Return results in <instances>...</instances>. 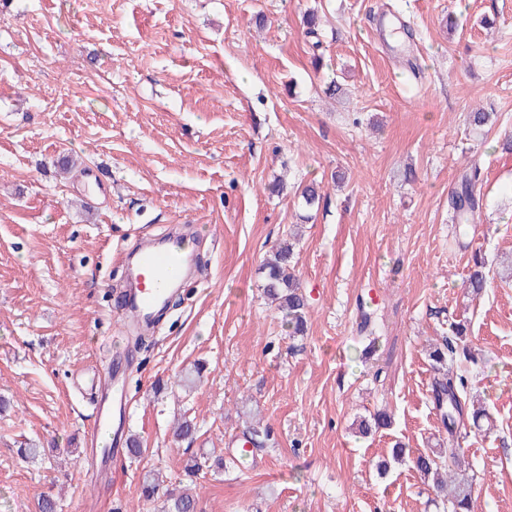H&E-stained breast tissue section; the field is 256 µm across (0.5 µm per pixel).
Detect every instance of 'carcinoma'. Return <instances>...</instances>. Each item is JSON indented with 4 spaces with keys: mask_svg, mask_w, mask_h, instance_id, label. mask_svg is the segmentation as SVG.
Segmentation results:
<instances>
[{
    "mask_svg": "<svg viewBox=\"0 0 512 512\" xmlns=\"http://www.w3.org/2000/svg\"><path fill=\"white\" fill-rule=\"evenodd\" d=\"M480 181L479 167L474 166L465 172L459 186L453 195V208L459 223H469L470 216L478 209L480 196L477 186ZM484 262L476 264L468 279V289L471 295L479 296L489 287L490 281L483 273ZM265 273L263 293L266 297L279 304L283 321L293 336L304 334L308 317L309 303L301 291L294 269V245L292 242L278 244L271 255L262 265ZM454 352L453 341L443 339L433 351L432 360L437 364L436 376L431 385V397L438 411L442 427L453 434L466 427L467 421L480 427V420L489 418L482 407H477L463 397L461 391L465 388V379L448 369V354ZM389 425L384 413L374 415L373 420L361 419L358 424L359 432L368 435L372 429ZM414 466L423 476L432 477V490L442 504L447 506V512H474L473 487L462 474L463 460L460 449L450 447L445 450L444 466H439L435 455L421 453L414 457ZM159 476L152 471L143 475L141 494L150 500L159 492ZM164 512H197V501L191 489L185 488L177 493L166 492Z\"/></svg>",
    "mask_w": 512,
    "mask_h": 512,
    "instance_id": "carcinoma-1",
    "label": "carcinoma"
}]
</instances>
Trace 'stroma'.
Returning <instances> with one entry per match:
<instances>
[{
	"label": "stroma",
	"instance_id": "stroma-1",
	"mask_svg": "<svg viewBox=\"0 0 512 512\" xmlns=\"http://www.w3.org/2000/svg\"><path fill=\"white\" fill-rule=\"evenodd\" d=\"M511 134L512 0H0V512L44 494L58 512H162L143 474L175 487L202 457L227 465L197 476L198 512H444L411 463H376L447 447L429 349L457 323L474 359L452 366L492 418L458 439L474 507L512 512ZM473 163L462 229L451 198ZM312 181L309 207L294 187ZM293 231L296 337L262 293ZM179 232L194 272L135 345L119 279ZM476 253L490 286L473 299ZM118 364L144 452L90 477L94 387ZM378 411L390 427L361 436ZM183 416L196 433L178 441ZM254 419L269 441L231 463ZM29 443L45 455L22 458Z\"/></svg>",
	"mask_w": 512,
	"mask_h": 512
}]
</instances>
